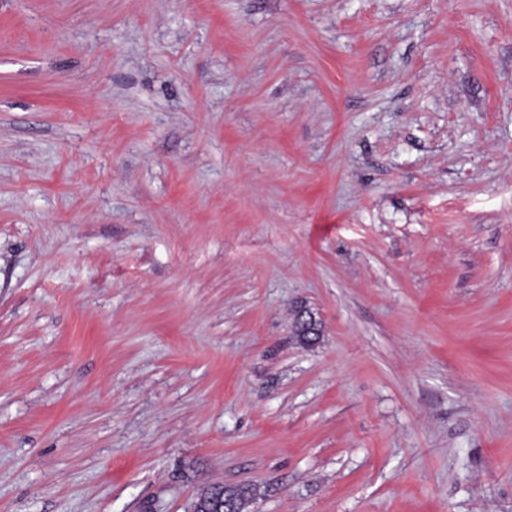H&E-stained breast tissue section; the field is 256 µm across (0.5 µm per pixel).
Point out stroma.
Segmentation results:
<instances>
[{"instance_id":"1","label":"stroma","mask_w":512,"mask_h":512,"mask_svg":"<svg viewBox=\"0 0 512 512\" xmlns=\"http://www.w3.org/2000/svg\"><path fill=\"white\" fill-rule=\"evenodd\" d=\"M217 483L512 512V0H0V512ZM320 333V324L308 308L304 306L295 310L293 334L301 344L309 345L315 342L312 336H320Z\"/></svg>"}]
</instances>
